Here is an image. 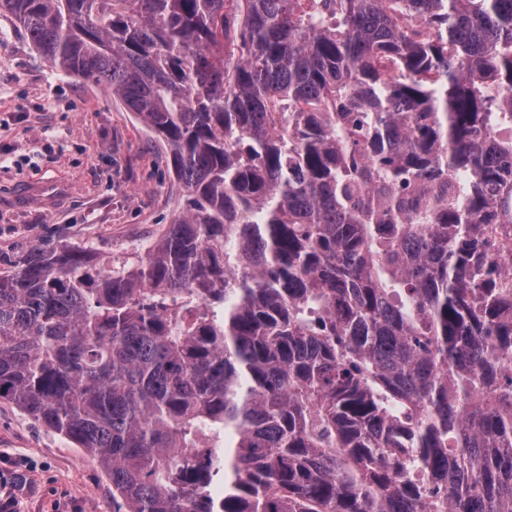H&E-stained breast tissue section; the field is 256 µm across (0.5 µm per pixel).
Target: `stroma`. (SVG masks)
<instances>
[{"mask_svg": "<svg viewBox=\"0 0 512 512\" xmlns=\"http://www.w3.org/2000/svg\"><path fill=\"white\" fill-rule=\"evenodd\" d=\"M182 204L164 149L110 90L59 76L0 19V269L69 244L99 260L155 240ZM24 459L16 512H112V485L82 450L0 402V470Z\"/></svg>", "mask_w": 512, "mask_h": 512, "instance_id": "35a3bbf8", "label": "stroma"}]
</instances>
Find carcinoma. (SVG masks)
Masks as SVG:
<instances>
[{
	"label": "carcinoma",
	"instance_id": "cac0c4a2",
	"mask_svg": "<svg viewBox=\"0 0 512 512\" xmlns=\"http://www.w3.org/2000/svg\"><path fill=\"white\" fill-rule=\"evenodd\" d=\"M298 2L0 0L188 193L0 272V400L112 512H512V0Z\"/></svg>",
	"mask_w": 512,
	"mask_h": 512
}]
</instances>
